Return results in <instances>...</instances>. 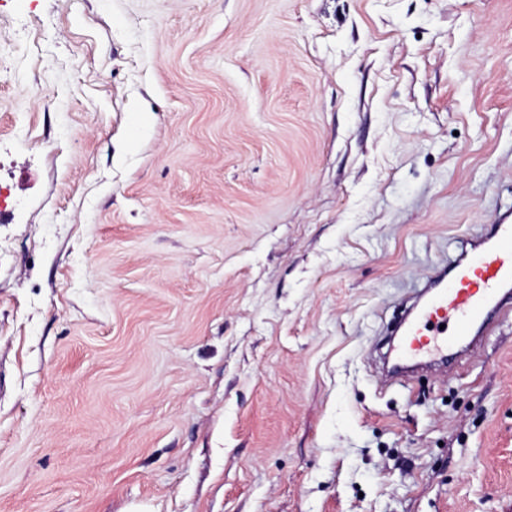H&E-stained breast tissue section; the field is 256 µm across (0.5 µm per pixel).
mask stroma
Wrapping results in <instances>:
<instances>
[{"label": "stroma", "mask_w": 512, "mask_h": 512, "mask_svg": "<svg viewBox=\"0 0 512 512\" xmlns=\"http://www.w3.org/2000/svg\"><path fill=\"white\" fill-rule=\"evenodd\" d=\"M508 216L512 0H0V512H512ZM454 269V276L433 292L408 323L402 342L393 347L398 361L450 364L456 352L448 354V349L473 336L476 326L488 331L497 318L511 313L512 224H490L475 252ZM440 325L445 328L440 330Z\"/></svg>", "instance_id": "stroma-1"}]
</instances>
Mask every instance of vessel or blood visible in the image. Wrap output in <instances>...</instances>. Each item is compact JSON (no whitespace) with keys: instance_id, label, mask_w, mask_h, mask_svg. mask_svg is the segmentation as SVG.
<instances>
[{"instance_id":"b4317fda","label":"vessel or blood","mask_w":512,"mask_h":512,"mask_svg":"<svg viewBox=\"0 0 512 512\" xmlns=\"http://www.w3.org/2000/svg\"><path fill=\"white\" fill-rule=\"evenodd\" d=\"M512 314V224L491 225L474 253L455 265V274L436 289L408 323L393 352L398 361L415 365L452 362L450 349L490 330L496 319Z\"/></svg>"}]
</instances>
